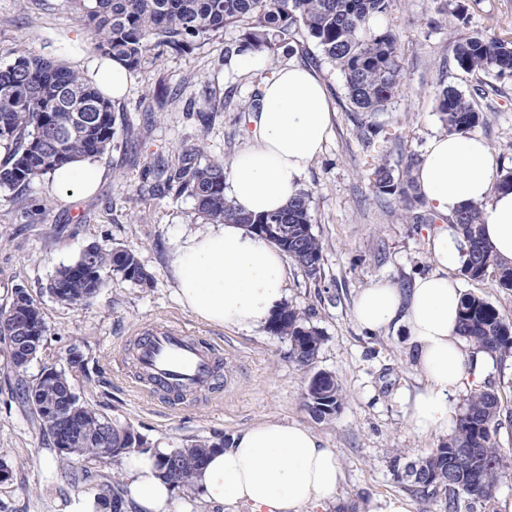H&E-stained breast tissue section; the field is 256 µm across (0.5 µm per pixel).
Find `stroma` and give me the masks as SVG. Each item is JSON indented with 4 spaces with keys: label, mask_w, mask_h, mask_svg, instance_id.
<instances>
[{
    "label": "stroma",
    "mask_w": 512,
    "mask_h": 512,
    "mask_svg": "<svg viewBox=\"0 0 512 512\" xmlns=\"http://www.w3.org/2000/svg\"><path fill=\"white\" fill-rule=\"evenodd\" d=\"M463 20L430 25L436 0H395L385 17L398 36L406 75L399 94L374 116L381 128L373 150L360 141L358 114L342 74L308 37L264 54L262 67L236 71L224 60L242 26L196 43L189 51L159 50L131 72L127 96L115 103L118 132L111 148L96 158L103 178L88 196L56 193L51 179L26 187L0 188V304L24 288L41 308L47 333L27 369L35 379L43 368L65 371L81 402L132 426L153 448H169L202 437L230 440L267 419L295 422L313 430L337 451L344 481L326 512H361L378 497L403 495L411 512H445V497L412 494L390 465L393 452L407 460L428 455L441 435L413 428L405 398L421 385L405 326L371 331L353 319L356 294L386 279L401 289L436 269L428 246L429 225L407 219L400 203L376 196L367 174L376 160L403 169L409 155L424 156L432 137L445 128L434 92L448 85L474 93L485 121L476 127L499 160L512 169V80L481 78L457 69L454 49L461 37L482 33L512 37V0H465ZM91 32L77 19L70 0H0V66L27 49L83 70L93 54ZM291 61L310 67L324 83L333 112L332 133L311 162L302 189L311 195L314 234L323 246L321 271L311 277L288 265L286 300L323 340L310 367L291 356L288 338L269 328L225 329L205 323L176 295L171 261L177 244L203 222L187 196L164 190L158 169L176 163L184 146H200L203 160L232 164L248 148L249 111L254 93L278 67ZM133 126L125 136L124 126ZM50 201L42 219L29 215ZM91 244L131 249L147 272L142 287L112 274L90 303L53 299L48 284L61 266L73 263ZM173 322L190 336L224 351L223 388L190 397L170 408L138 389L120 366L134 358L136 329ZM80 363H71L72 353ZM324 371L341 384L346 398L329 420L313 418L305 406L312 373ZM16 377L0 343V457L14 463L12 479L0 482L7 512H80L84 494L60 470L57 454L20 406Z\"/></svg>",
    "instance_id": "obj_1"
}]
</instances>
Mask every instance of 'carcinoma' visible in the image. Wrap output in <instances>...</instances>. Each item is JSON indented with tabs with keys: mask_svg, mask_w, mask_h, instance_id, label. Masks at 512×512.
Listing matches in <instances>:
<instances>
[{
	"mask_svg": "<svg viewBox=\"0 0 512 512\" xmlns=\"http://www.w3.org/2000/svg\"><path fill=\"white\" fill-rule=\"evenodd\" d=\"M86 27L94 32L95 49L105 57L117 58L137 70L148 53L163 47L181 53L195 42L208 39L240 22L247 23L242 43L225 50V57L245 50L274 52L297 30L320 47L324 58L342 74L347 98L365 116L382 112L405 82L399 61L397 38L390 27L374 29L370 20L387 15L393 0H72ZM456 67L469 74L512 79V38L469 35L457 45ZM436 108L446 132L466 134L483 121L472 98L445 86L436 92ZM116 134L112 102L91 86L82 74L57 60L30 51H21L14 61L0 67V147L7 157L0 165V186H27L54 173L78 158L104 155ZM200 147L185 148L178 165L160 170L167 189L186 194L194 201L198 215L210 224H284L288 234L257 235L277 246L311 277L317 276L322 259V243L312 231L310 195L301 192L283 209L267 214L243 212L225 194L229 175L224 163L205 164L199 160ZM409 161L394 174L387 163L374 165L369 180L376 195L394 196L411 207L421 206L424 197L413 185ZM481 207L461 210L454 224L468 247L469 259L462 275L482 281L494 274L499 287L512 290V262L493 253L483 236ZM112 273L141 286L152 276L136 254L125 247L105 249L86 247L68 266L56 271L50 293L60 302L78 305L93 300ZM20 316L36 336L47 328L40 304L24 293ZM270 330L291 343L295 361L312 365L322 342L320 333L306 326L292 306L280 307L269 324ZM458 332L469 344L483 350L492 361L512 356V323L484 298L473 293L462 295ZM8 363L17 377V396L31 405L40 421L43 435L55 438L56 422L41 408L42 402L57 394L69 393L74 419L82 428L84 440L75 454L58 453L59 465L67 469L77 456L87 461L114 462L148 442L131 426L120 424L82 403L74 393L65 371L59 370L50 384L39 376L24 380L27 367L15 364L16 352L6 344ZM343 388L327 372L314 373L305 393V406L312 416L324 421L341 409ZM501 404L497 393L476 389L464 399L453 433L424 457L429 474L410 476L414 492L427 499L439 492L446 496V512H459V500L489 501L503 479L512 475L503 464L496 435ZM224 444L197 438L169 449L158 458L163 478L177 489L194 486V477L209 457ZM456 465L448 477V464ZM178 463L175 473L166 469L168 461ZM89 474L73 475L74 488L95 495L103 512L126 508L124 485L119 481L86 484Z\"/></svg>",
	"mask_w": 512,
	"mask_h": 512,
	"instance_id": "cac0c4a2",
	"label": "carcinoma"
}]
</instances>
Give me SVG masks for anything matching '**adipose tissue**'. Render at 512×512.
<instances>
[{
    "mask_svg": "<svg viewBox=\"0 0 512 512\" xmlns=\"http://www.w3.org/2000/svg\"><path fill=\"white\" fill-rule=\"evenodd\" d=\"M88 78L105 96L121 99L128 88L126 66L110 57H90ZM250 123L252 144L236 156L228 196L244 212L258 215L283 208L297 196L311 161L332 129L327 92L313 70L291 63L261 87ZM496 156L479 135L432 138L415 178L427 206L445 224L429 236L437 272L418 277L408 291L389 281L363 289L353 317L368 329L404 324L425 383L407 398V416L421 432L447 433L451 398L480 383L490 360L465 347L458 332L461 289L453 271L466 248L450 220L464 206L482 207L487 241L512 261V191L494 190ZM101 170L77 161L57 170L53 182L68 193H93ZM283 253L240 224H222L193 234L177 247L172 273L180 303L211 325L252 330L268 322L287 296ZM127 498L134 512H167L174 490L161 478L153 452L129 455L124 464ZM342 471L335 449L311 429L267 419L235 434L213 454L195 479L202 497L216 507L247 512H318L335 501Z\"/></svg>",
    "mask_w": 512,
    "mask_h": 512,
    "instance_id": "ef3b65f1",
    "label": "adipose tissue"
}]
</instances>
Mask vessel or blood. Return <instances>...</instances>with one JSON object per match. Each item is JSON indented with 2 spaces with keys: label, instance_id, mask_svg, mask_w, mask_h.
Listing matches in <instances>:
<instances>
[{
  "label": "vessel or blood",
  "instance_id": "b4317fda",
  "mask_svg": "<svg viewBox=\"0 0 512 512\" xmlns=\"http://www.w3.org/2000/svg\"><path fill=\"white\" fill-rule=\"evenodd\" d=\"M222 357L204 341L174 324L151 325L137 344L135 366L154 395L179 400L222 386Z\"/></svg>",
  "mask_w": 512,
  "mask_h": 512
}]
</instances>
